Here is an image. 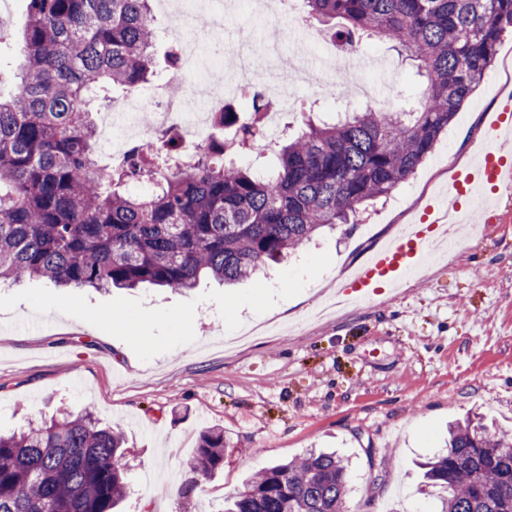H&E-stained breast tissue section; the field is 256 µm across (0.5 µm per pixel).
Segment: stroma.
Here are the masks:
<instances>
[{"mask_svg": "<svg viewBox=\"0 0 512 512\" xmlns=\"http://www.w3.org/2000/svg\"><path fill=\"white\" fill-rule=\"evenodd\" d=\"M249 47L270 85L287 84L292 50L264 46L265 20L239 0ZM9 25L0 65L20 57L26 0H0ZM389 79L360 78L376 108L397 109L425 82L390 44L362 47ZM512 32L433 154L357 224L316 237L268 274L227 288L204 278L188 293L56 288L40 280L0 288V432L91 407L126 440L121 512H222L246 476L333 448L350 470L351 512H437L420 493V462L442 451L449 422L476 411L512 429V189L485 192L494 224L353 308L319 319L342 270L361 264L417 222L432 200L454 202L448 167L473 163L496 97L512 87ZM224 432V465L187 502L200 432Z\"/></svg>", "mask_w": 512, "mask_h": 512, "instance_id": "1", "label": "stroma"}]
</instances>
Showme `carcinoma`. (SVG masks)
Masks as SVG:
<instances>
[{"label":"carcinoma","instance_id":"cac0c4a2","mask_svg":"<svg viewBox=\"0 0 512 512\" xmlns=\"http://www.w3.org/2000/svg\"><path fill=\"white\" fill-rule=\"evenodd\" d=\"M305 20L339 23L340 46L393 44L425 77L392 112L301 114L276 142L264 134L270 102L256 92L248 121L207 150L182 157L179 137L134 145L116 164L97 152L92 118L115 90L155 77L160 34L151 0H29L25 64L0 85V286L39 279L58 287L191 289L206 274L243 280L324 228L357 222L432 153L492 67L512 30V0H303ZM245 151L271 164H225ZM124 437L89 409L0 434V512H115L127 483ZM224 464V432L201 435L192 499ZM440 512H512V434L467 419L426 464ZM348 470L311 451L266 467L228 497L225 512H348Z\"/></svg>","mask_w":512,"mask_h":512}]
</instances>
